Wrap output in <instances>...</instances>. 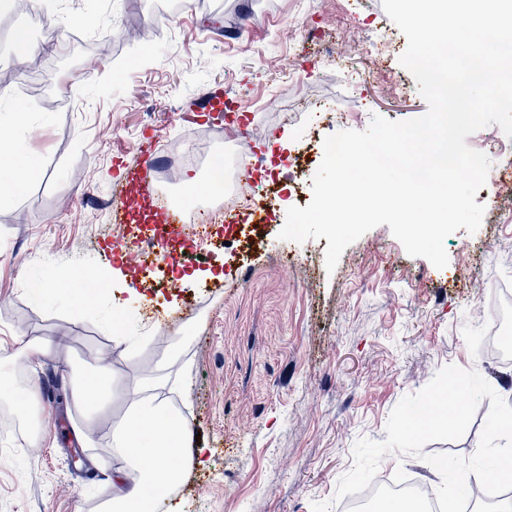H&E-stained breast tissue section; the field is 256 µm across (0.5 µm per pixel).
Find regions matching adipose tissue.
Masks as SVG:
<instances>
[{"mask_svg": "<svg viewBox=\"0 0 512 512\" xmlns=\"http://www.w3.org/2000/svg\"><path fill=\"white\" fill-rule=\"evenodd\" d=\"M34 172L24 152L1 149L0 201L11 198ZM170 385L168 378L157 376L128 388L125 413L107 434L122 464L110 476L116 493L103 512H160V499L148 497L147 489H164L180 481L182 461L195 448L190 431L165 395Z\"/></svg>", "mask_w": 512, "mask_h": 512, "instance_id": "adipose-tissue-1", "label": "adipose tissue"}]
</instances>
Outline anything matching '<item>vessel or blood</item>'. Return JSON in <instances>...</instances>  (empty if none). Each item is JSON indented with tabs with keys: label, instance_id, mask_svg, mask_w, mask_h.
<instances>
[{
	"label": "vessel or blood",
	"instance_id": "vessel-or-blood-1",
	"mask_svg": "<svg viewBox=\"0 0 512 512\" xmlns=\"http://www.w3.org/2000/svg\"><path fill=\"white\" fill-rule=\"evenodd\" d=\"M158 158L155 146H147L134 166L128 167L121 190L128 195L130 211L114 213L116 222L122 223L115 250L124 251L134 266L148 268L162 258H171L168 245L183 238L185 223L182 209L164 201L156 186Z\"/></svg>",
	"mask_w": 512,
	"mask_h": 512
}]
</instances>
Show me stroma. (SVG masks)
Masks as SVG:
<instances>
[{
	"label": "stroma",
	"instance_id": "obj_1",
	"mask_svg": "<svg viewBox=\"0 0 512 512\" xmlns=\"http://www.w3.org/2000/svg\"><path fill=\"white\" fill-rule=\"evenodd\" d=\"M32 10L57 33L52 44L33 40L34 69L12 42ZM312 31L338 58L320 55ZM370 37L392 51L353 54ZM406 48L381 0H37L0 15V74L12 77L0 83V141L39 169L0 203V352L13 358L0 382V512H100L119 463L105 435L125 404L115 398L94 417L96 445L79 448L83 406L59 371L90 365L123 386L156 374L174 339L182 360L169 368L171 401L203 455L185 463L167 512H311L351 469L356 440H385L397 403L449 364L477 371L512 405V365L477 347L494 328L495 291L512 290V204L486 210L477 232L450 234L442 269L409 256L385 224L330 271L327 239H280L285 214L229 236L223 220L210 222L189 239L200 255L191 278L176 291L158 281L150 317L134 304L126 322L151 340L137 354L113 339L107 293L78 307L54 283L76 264L109 265L141 295L142 271L113 251L110 206L141 144L222 136L267 157L251 177L278 192L292 185L288 154L314 115L338 109L345 128L363 130L376 115L426 113L399 62ZM207 92L221 109L197 111ZM35 279L53 283L48 297L29 295ZM13 336L51 341L55 355L31 372ZM30 385L33 433L17 400ZM489 409L482 399L460 440L428 443L420 457L389 453L381 468L437 489L426 455H473Z\"/></svg>",
	"mask_w": 512,
	"mask_h": 512
}]
</instances>
